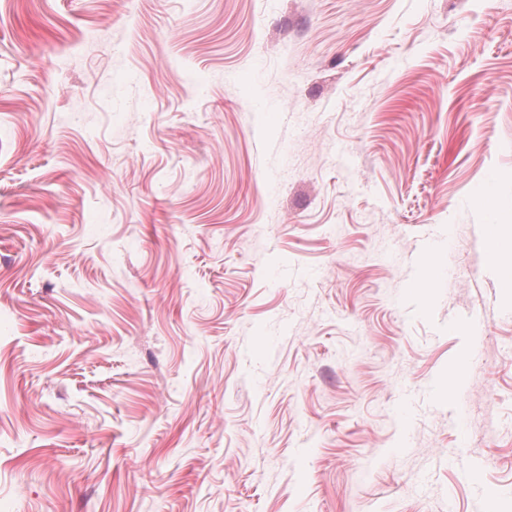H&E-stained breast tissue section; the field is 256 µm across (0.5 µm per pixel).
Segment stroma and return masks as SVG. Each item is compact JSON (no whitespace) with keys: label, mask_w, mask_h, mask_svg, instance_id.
I'll return each mask as SVG.
<instances>
[{"label":"stroma","mask_w":512,"mask_h":512,"mask_svg":"<svg viewBox=\"0 0 512 512\" xmlns=\"http://www.w3.org/2000/svg\"><path fill=\"white\" fill-rule=\"evenodd\" d=\"M496 222L512 0H0V512H512Z\"/></svg>","instance_id":"stroma-1"}]
</instances>
